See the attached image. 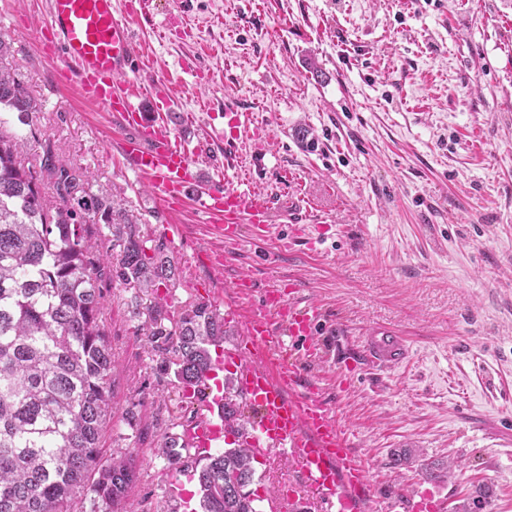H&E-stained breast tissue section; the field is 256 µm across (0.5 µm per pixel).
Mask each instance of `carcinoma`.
<instances>
[{
	"label": "carcinoma",
	"mask_w": 512,
	"mask_h": 512,
	"mask_svg": "<svg viewBox=\"0 0 512 512\" xmlns=\"http://www.w3.org/2000/svg\"><path fill=\"white\" fill-rule=\"evenodd\" d=\"M33 125L37 106L26 88L0 68V111ZM41 170L54 178L63 206L51 211L40 174L16 160L0 137V512H123L137 479V448L103 458L101 438L112 425L117 364L100 322L103 279L154 295L145 335L157 356L158 379L183 391L211 369L212 348L224 342V316L198 300L178 313L160 288L174 284L178 266L159 240L153 254L127 211L83 187V176L46 151ZM112 225L108 254L87 219ZM241 394L224 379V421L242 422ZM157 452L175 471L192 472L196 512H261L254 449L240 443L195 457L175 433ZM493 494L481 485L456 512H479Z\"/></svg>",
	"instance_id": "carcinoma-1"
}]
</instances>
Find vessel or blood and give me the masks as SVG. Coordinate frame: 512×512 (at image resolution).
I'll list each match as a JSON object with an SVG mask.
<instances>
[{"label": "vessel or blood", "mask_w": 512, "mask_h": 512, "mask_svg": "<svg viewBox=\"0 0 512 512\" xmlns=\"http://www.w3.org/2000/svg\"><path fill=\"white\" fill-rule=\"evenodd\" d=\"M113 2L48 0L45 29L65 64L64 81L76 82L88 100L111 112L128 131L122 147L124 162L150 179L162 201L194 194L207 221L223 225L227 241H237L243 227L253 240L279 241L270 198L228 184L201 186L186 143L170 127L149 117L150 110L172 107L167 94L156 93L148 110L128 92L125 76L136 56L135 34L115 16ZM230 312L239 316L240 332L249 346L248 356L236 366V382L257 411L245 442L260 454L277 450L288 455L305 491L327 504L330 512H362L375 487L321 379L307 369L326 353L315 341L322 310L299 308L297 298L275 286L264 293L259 311L246 315L234 306ZM405 351L400 336L376 328L367 336L361 358L343 355L339 365L348 372L362 359L390 365L400 361ZM223 379L224 360L219 357L206 384L188 392L191 401L203 405L197 425L188 433L195 452H209L224 440Z\"/></svg>", "instance_id": "b4317fda"}]
</instances>
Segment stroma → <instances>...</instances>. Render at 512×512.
I'll use <instances>...</instances> for the list:
<instances>
[{
  "mask_svg": "<svg viewBox=\"0 0 512 512\" xmlns=\"http://www.w3.org/2000/svg\"><path fill=\"white\" fill-rule=\"evenodd\" d=\"M154 2L145 21L113 3L137 36L129 90L171 95L205 183L248 186L287 210V252L271 258L273 244L245 230L226 246L193 200L168 207L125 167L111 114L59 84L38 50L47 0H0L11 36L0 67L39 107L32 126L13 118L0 135L25 166L52 150L89 192L129 201L142 235L167 240L180 269L174 309L203 298L226 311L228 285L248 275L261 289L301 285L335 335L403 336L405 359L363 367L329 393L375 486L394 497L430 489L435 512H453L485 483L494 496L483 512H512V0ZM229 108L240 121L232 141ZM311 222L323 226L314 246L294 233ZM201 250L229 252L224 271L200 263ZM102 288L120 365L102 446L140 451L126 512H161L172 473L156 449L192 406L157 380L129 315L131 299L146 308L152 295ZM407 448L416 462L392 465ZM430 462L454 469L434 479ZM254 468L258 493L301 486L281 452Z\"/></svg>",
  "mask_w": 512,
  "mask_h": 512,
  "instance_id": "35a3bbf8",
  "label": "stroma"
}]
</instances>
